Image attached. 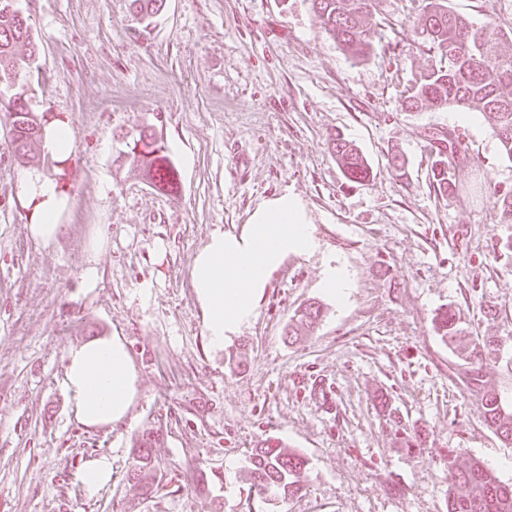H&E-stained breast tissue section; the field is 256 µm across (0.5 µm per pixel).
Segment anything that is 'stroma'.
Returning a JSON list of instances; mask_svg holds the SVG:
<instances>
[{
    "instance_id": "1",
    "label": "stroma",
    "mask_w": 512,
    "mask_h": 512,
    "mask_svg": "<svg viewBox=\"0 0 512 512\" xmlns=\"http://www.w3.org/2000/svg\"><path fill=\"white\" fill-rule=\"evenodd\" d=\"M130 3L22 0L38 52L20 78L33 110L69 125L73 144L19 163L0 113V512H448L452 448L459 464L481 461L511 484L512 443L484 422L432 318L449 305L471 335L512 337V223L492 197L512 192V161L480 112L452 124L444 111L403 108L435 63L418 47L414 0H382L372 25L383 44L358 64L310 0H166L148 25ZM448 6L494 20L512 55V0ZM147 124L178 170L175 189L150 187L121 158L127 133ZM336 131L368 159L365 184H347L329 146ZM448 131L467 161L443 197L430 168L434 138ZM33 173L64 200L51 247L28 229ZM286 190L306 203L320 247L289 257L256 318L213 351L191 260L212 230L241 229L261 199ZM98 240L89 288L82 269ZM332 260L349 278L341 308L321 290ZM312 303L315 330L288 342L290 318ZM106 335L125 341L138 396L131 420L87 428L63 385L66 354ZM320 381L334 390L328 412ZM396 420L416 448L396 439ZM149 431L159 487L142 497L126 476ZM270 437L307 466L300 494L264 503L250 497L246 468ZM102 454L112 479L90 497L77 473Z\"/></svg>"
}]
</instances>
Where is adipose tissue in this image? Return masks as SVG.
Returning a JSON list of instances; mask_svg holds the SVG:
<instances>
[{"instance_id": "1", "label": "adipose tissue", "mask_w": 512, "mask_h": 512, "mask_svg": "<svg viewBox=\"0 0 512 512\" xmlns=\"http://www.w3.org/2000/svg\"><path fill=\"white\" fill-rule=\"evenodd\" d=\"M24 190L39 211L32 237L48 246L63 232L62 201L51 179L29 176ZM319 242L303 200L283 192L261 200L240 232L212 231L193 258L190 285L212 349L223 350L250 325L273 273L288 256L316 252ZM64 385L77 420L104 427L127 419L137 396V373L123 339L105 336L69 348Z\"/></svg>"}]
</instances>
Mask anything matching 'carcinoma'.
<instances>
[{
    "label": "carcinoma",
    "mask_w": 512,
    "mask_h": 512,
    "mask_svg": "<svg viewBox=\"0 0 512 512\" xmlns=\"http://www.w3.org/2000/svg\"><path fill=\"white\" fill-rule=\"evenodd\" d=\"M165 0H132L141 20L149 23L163 9ZM314 15L325 34L351 61L361 62L377 51L375 33L368 18L377 11L379 0H310ZM8 0H0V112L8 116L14 133L17 158L26 160L42 140V119L31 108L26 90L18 83L21 69L35 62L36 49L30 35L29 18L5 11ZM421 46L440 57L439 65L420 75L407 90L408 109L428 105L444 110L450 105L475 110L484 116L508 159L512 160V56L498 51L502 31L492 22L480 26L448 10V0H420ZM29 46L28 56L19 59L15 48ZM336 161L347 180L361 183L369 178L371 166L352 142L341 134L330 139ZM124 153L130 170L137 171L153 188H174L177 170L165 146L149 126L138 129L126 143ZM466 153L459 138L448 135L435 148L432 183L441 196L456 189L455 158ZM320 317L313 304L297 312L288 323L286 336L294 341L311 332ZM442 341L456 353L463 383L478 398L480 414L498 436L512 441V406L507 405L487 377L486 367L496 359L502 341L493 337L472 339L456 321L453 308L443 307L433 317ZM153 433L139 442L133 467L127 472L130 490L149 496L154 490L157 469L150 455ZM306 460L294 450L271 438L253 449L247 474L250 488L259 498H287L302 489ZM448 512H512V485L501 483L482 463L459 466L448 461Z\"/></svg>",
    "instance_id": "obj_1"
}]
</instances>
